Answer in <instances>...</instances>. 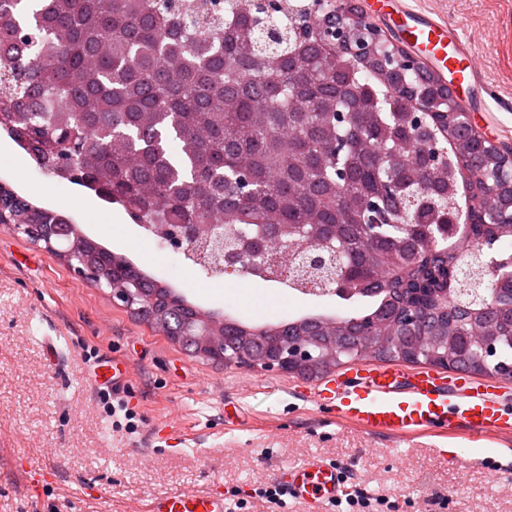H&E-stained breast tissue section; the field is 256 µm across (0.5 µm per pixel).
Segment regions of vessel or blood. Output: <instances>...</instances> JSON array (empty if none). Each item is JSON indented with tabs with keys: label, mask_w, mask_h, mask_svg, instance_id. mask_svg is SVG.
Instances as JSON below:
<instances>
[{
	"label": "vessel or blood",
	"mask_w": 512,
	"mask_h": 512,
	"mask_svg": "<svg viewBox=\"0 0 512 512\" xmlns=\"http://www.w3.org/2000/svg\"><path fill=\"white\" fill-rule=\"evenodd\" d=\"M403 32L414 48L447 72L454 88L474 94L475 69L460 42L449 35L447 24L416 18L404 24ZM312 401L339 420L377 436L461 431L485 440L512 431V411L501 398L498 382L459 373L446 375L432 369L405 373L359 365L346 379L318 389ZM277 481L291 498L309 503H333L344 496L339 466L322 458L280 469ZM148 512H226V505L219 494L198 492L153 499Z\"/></svg>",
	"instance_id": "vessel-or-blood-1"
}]
</instances>
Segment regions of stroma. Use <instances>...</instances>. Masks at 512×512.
<instances>
[{"label":"stroma","instance_id":"35a3bbf8","mask_svg":"<svg viewBox=\"0 0 512 512\" xmlns=\"http://www.w3.org/2000/svg\"><path fill=\"white\" fill-rule=\"evenodd\" d=\"M447 24L477 75V131L512 145V0H394ZM0 180L73 218L90 239L166 280L188 303L262 325L336 314L335 294L276 281L211 280L150 239L122 206L43 174L0 130ZM118 357L116 386L135 433L113 428L93 369ZM316 378L216 363L185 350L78 278L59 257L0 224V512H144L150 498L211 490L240 512H338L260 487L312 457L338 463L374 512H512V434L383 438L320 412Z\"/></svg>","mask_w":512,"mask_h":512}]
</instances>
